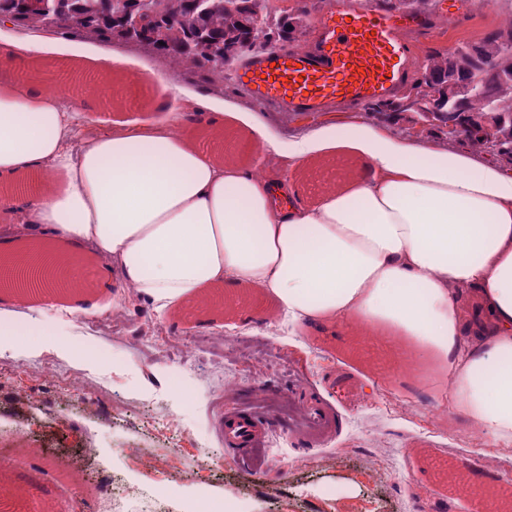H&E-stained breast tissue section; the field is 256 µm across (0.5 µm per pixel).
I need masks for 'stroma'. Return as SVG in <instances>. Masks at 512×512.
<instances>
[{
    "instance_id": "obj_1",
    "label": "stroma",
    "mask_w": 512,
    "mask_h": 512,
    "mask_svg": "<svg viewBox=\"0 0 512 512\" xmlns=\"http://www.w3.org/2000/svg\"><path fill=\"white\" fill-rule=\"evenodd\" d=\"M80 52L113 51L124 69L146 71L135 89H118L109 100L87 98L96 81L91 69L58 60L53 81L67 83L73 99H87V120L108 128L121 114L151 106L163 77L161 55L102 38L62 37ZM172 86L204 100L231 98L253 111L277 134L338 122L351 113L400 132L416 131L403 112H375L367 105L338 104L320 114H294L253 98L238 82L215 90L204 71H182ZM212 111L185 113L199 147L217 157L250 163L247 153L228 149L226 139L248 138L243 124L211 125ZM359 161L319 158L296 181L302 199H312L336 178L358 169ZM118 272L106 275L93 315L79 309L75 294L55 306H13L0 289V312L15 311L29 338L60 336L67 353L34 359L0 358V454L11 451L15 430L25 429L42 455L0 471V478L29 489L26 499L0 505V512H203L235 499L248 512H477L476 498L457 500L455 479L470 476L476 490L512 487V473L492 471L494 457L512 455V443L482 441L463 447L471 426L443 385L438 359L413 358L405 336L364 334L354 320L320 324L288 320L259 290L213 292L203 309L177 301L158 310L119 286ZM125 312L116 333L90 337V319L111 306ZM96 341L104 359L77 352ZM51 364L55 376L42 373ZM354 375L346 387L340 378ZM199 385L194 401L179 389ZM286 396L306 408L316 398L336 413L333 429L309 436L265 409L270 423L263 468L243 463L240 451L225 447L220 429L225 409L255 410L258 392ZM374 448L375 461L362 451ZM84 483L63 495L70 471Z\"/></svg>"
}]
</instances>
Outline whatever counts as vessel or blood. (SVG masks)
Returning <instances> with one entry per match:
<instances>
[{"mask_svg":"<svg viewBox=\"0 0 512 512\" xmlns=\"http://www.w3.org/2000/svg\"><path fill=\"white\" fill-rule=\"evenodd\" d=\"M436 25L428 12H396L375 0H331L304 48L252 52L235 64L233 75L256 98L288 112L318 113L337 101H385L410 80L414 37ZM223 431L226 446L247 452L268 433L258 415L236 410L225 412Z\"/></svg>","mask_w":512,"mask_h":512,"instance_id":"b4317fda","label":"vessel or blood"}]
</instances>
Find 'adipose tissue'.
<instances>
[{"instance_id":"ef3b65f1","label":"adipose tissue","mask_w":512,"mask_h":512,"mask_svg":"<svg viewBox=\"0 0 512 512\" xmlns=\"http://www.w3.org/2000/svg\"><path fill=\"white\" fill-rule=\"evenodd\" d=\"M62 53L42 32L0 30V65L32 70ZM173 89L156 82L163 120L128 118L73 149L59 89L33 76L0 84V214L46 248L68 247L65 274L94 245L138 299L166 306L215 288H254L289 315L354 319L412 337L447 359L461 412L512 442V170L361 122L281 140L252 124L273 178L199 148ZM364 159L351 177L297 198L293 181L323 151Z\"/></svg>"}]
</instances>
